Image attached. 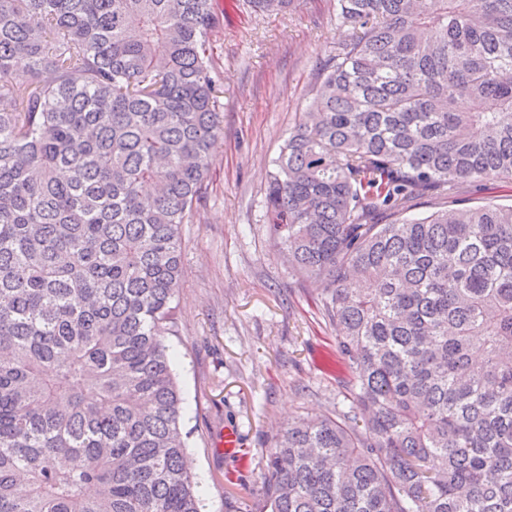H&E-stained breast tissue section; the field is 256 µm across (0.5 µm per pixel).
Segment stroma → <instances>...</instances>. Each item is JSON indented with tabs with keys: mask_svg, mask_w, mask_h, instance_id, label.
<instances>
[{
	"mask_svg": "<svg viewBox=\"0 0 512 512\" xmlns=\"http://www.w3.org/2000/svg\"><path fill=\"white\" fill-rule=\"evenodd\" d=\"M214 8L224 134L207 195L183 227L177 333L167 343L203 512H265L277 433L296 417L350 405L336 327L316 303L321 289L294 275L263 201L289 131L356 31L338 19L336 0H297L279 14L251 13L244 0ZM228 428L239 454L224 452Z\"/></svg>",
	"mask_w": 512,
	"mask_h": 512,
	"instance_id": "obj_1",
	"label": "stroma"
}]
</instances>
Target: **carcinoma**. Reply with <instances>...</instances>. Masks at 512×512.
<instances>
[{"mask_svg":"<svg viewBox=\"0 0 512 512\" xmlns=\"http://www.w3.org/2000/svg\"><path fill=\"white\" fill-rule=\"evenodd\" d=\"M337 10L362 32L265 208L351 406L277 437L266 508L512 512V207L444 203L512 181V0ZM219 28L213 0H0V512H201L166 337L224 133Z\"/></svg>","mask_w":512,"mask_h":512,"instance_id":"obj_1","label":"carcinoma"}]
</instances>
